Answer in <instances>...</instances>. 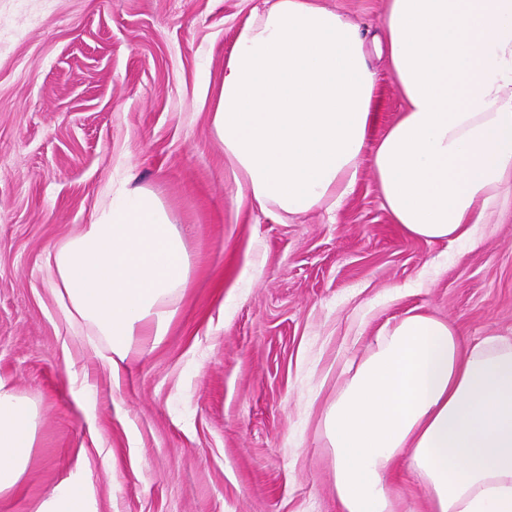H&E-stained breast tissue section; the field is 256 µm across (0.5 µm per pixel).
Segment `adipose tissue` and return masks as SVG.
Listing matches in <instances>:
<instances>
[{
  "instance_id": "1",
  "label": "adipose tissue",
  "mask_w": 512,
  "mask_h": 512,
  "mask_svg": "<svg viewBox=\"0 0 512 512\" xmlns=\"http://www.w3.org/2000/svg\"><path fill=\"white\" fill-rule=\"evenodd\" d=\"M378 49L403 100L369 143L376 75L360 26L319 0H275L236 36L213 85L211 128L258 207H336L369 157L383 205L412 238L475 242L512 208V0H388ZM66 320L92 325L119 373L138 337L162 340L189 279L184 241L151 189L125 187L46 257ZM340 512H395L409 457L430 512H512V341L463 345L414 309L324 416ZM35 404L0 378V496L27 470Z\"/></svg>"
}]
</instances>
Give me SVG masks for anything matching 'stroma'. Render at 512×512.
<instances>
[{"mask_svg": "<svg viewBox=\"0 0 512 512\" xmlns=\"http://www.w3.org/2000/svg\"><path fill=\"white\" fill-rule=\"evenodd\" d=\"M379 33L387 0H321ZM265 0H0V378L38 439L0 512L61 484L91 512H339L323 415L386 321L422 309L465 341L512 336V214L478 246L405 235L369 161L342 204L283 222L259 209L210 124L206 82ZM379 139L402 110L385 59ZM181 233L189 281L160 344L112 376L69 326L45 258L125 180ZM396 512H428L408 458Z\"/></svg>", "mask_w": 512, "mask_h": 512, "instance_id": "stroma-1", "label": "stroma"}]
</instances>
